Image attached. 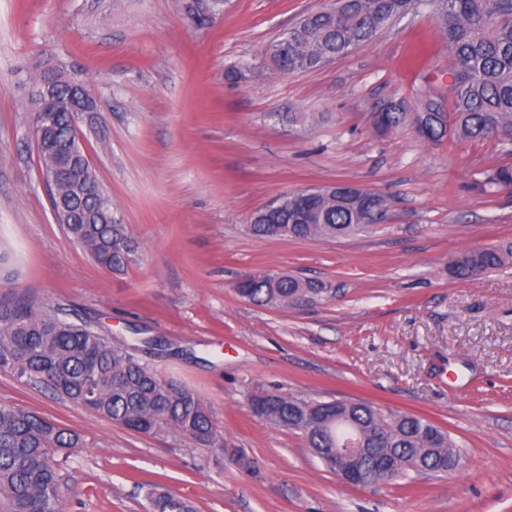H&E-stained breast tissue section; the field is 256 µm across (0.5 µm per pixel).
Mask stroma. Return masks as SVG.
<instances>
[{"label":"stroma","mask_w":512,"mask_h":512,"mask_svg":"<svg viewBox=\"0 0 512 512\" xmlns=\"http://www.w3.org/2000/svg\"><path fill=\"white\" fill-rule=\"evenodd\" d=\"M332 0H0V251L24 291L113 336L151 340L143 361L194 389L220 448L149 436L0 371V400L79 433L54 455L62 512H142L150 485L198 512H512V268L460 283L448 261L512 240V193L475 182L492 141L428 143L370 114L448 66L429 11L321 69L267 74L265 49ZM63 61L97 112L79 119L92 168L137 245L127 272L98 266L54 219L30 133L29 78ZM255 77L228 83V68ZM349 182L389 198L371 233L248 234L278 196ZM260 272L328 284L275 308L241 298ZM366 401L447 430L460 468L343 483L249 399ZM251 468H244V461Z\"/></svg>","instance_id":"obj_1"}]
</instances>
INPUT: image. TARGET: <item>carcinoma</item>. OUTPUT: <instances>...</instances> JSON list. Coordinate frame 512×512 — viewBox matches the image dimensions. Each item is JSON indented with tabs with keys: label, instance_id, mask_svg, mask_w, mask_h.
<instances>
[{
	"label": "carcinoma",
	"instance_id": "obj_1",
	"mask_svg": "<svg viewBox=\"0 0 512 512\" xmlns=\"http://www.w3.org/2000/svg\"><path fill=\"white\" fill-rule=\"evenodd\" d=\"M421 8L433 16L448 48V70L426 69L414 98L400 97L384 108L382 130L406 123V113L420 112L429 129L427 141L460 143L493 139L512 155V0H336L333 6L305 15L268 48L272 72L288 75L316 70L373 41L405 15ZM59 95L70 85L92 93L89 84L58 69ZM446 80L448 95L434 86ZM40 167L54 172L56 192L71 199L67 233L101 268L121 273L135 260L137 246L115 219L112 197L93 170L77 159L37 146ZM477 188L485 195L512 186V165L481 172ZM389 200L341 196L327 185L305 201L293 193L257 211L247 232L260 237L336 239L369 233L383 220ZM278 226L272 234V225ZM512 266V241L465 251L448 263L451 275L469 282ZM238 294L261 306L287 307L330 292L322 283L284 274L251 275ZM20 294L0 301V369L45 385L63 399L125 428L145 435L172 431L192 444H220L201 398L191 388L160 376L102 334L92 324L76 322ZM259 420L303 436L313 454L330 470L333 448L358 437L365 448H381L400 478L409 472L445 473L460 457L447 431L425 417L381 414L367 402L337 406L266 390ZM81 444L69 429L20 407L0 401V512H60V475L51 456ZM153 512H196L193 503L167 489L147 491Z\"/></svg>",
	"mask_w": 512,
	"mask_h": 512
}]
</instances>
